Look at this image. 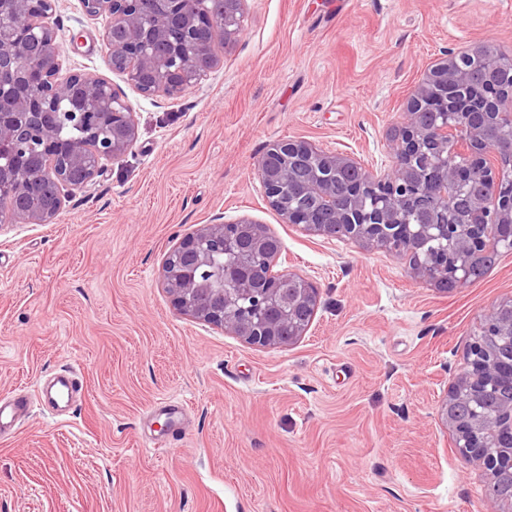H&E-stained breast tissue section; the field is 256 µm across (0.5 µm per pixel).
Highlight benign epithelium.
Listing matches in <instances>:
<instances>
[{"mask_svg": "<svg viewBox=\"0 0 512 512\" xmlns=\"http://www.w3.org/2000/svg\"><path fill=\"white\" fill-rule=\"evenodd\" d=\"M151 0H81L89 16H112L105 32L111 61L143 94L181 97L220 64L217 42L242 30L244 0L224 12L216 27L214 0H159L166 4L150 24ZM59 0H0L26 27L24 35L0 38V185L10 188L0 230L8 225L46 224L76 193L92 185L108 165L121 160L136 140L132 106L104 81L61 74L63 47L47 19ZM483 49L450 54L428 66L411 94L402 127L392 141L394 163L374 172L348 155L321 150L304 140H278L255 165L267 203L286 224L333 238L340 234L406 257L411 270L437 286L462 284L475 259L497 248L503 227L512 231V159L487 139L496 129L512 154V94L486 86L471 95L472 67L485 62ZM82 130L63 131L59 109ZM436 145L431 165L439 178L416 165L426 145ZM479 170L485 187L473 191ZM44 188L46 211L22 204ZM303 191L317 208L293 206ZM280 239L264 225L240 219L203 224L170 252L162 266L165 288L177 308L249 344L291 345L306 334L318 291L291 270L267 268L256 285L258 262ZM483 339L472 342L468 367L457 376L439 413L464 460L490 480L493 494L512 503V301L484 315Z\"/></svg>", "mask_w": 512, "mask_h": 512, "instance_id": "7a95c632", "label": "benign epithelium"}]
</instances>
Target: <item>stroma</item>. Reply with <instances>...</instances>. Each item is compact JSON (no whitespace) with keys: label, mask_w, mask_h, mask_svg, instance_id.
<instances>
[{"label":"stroma","mask_w":512,"mask_h":512,"mask_svg":"<svg viewBox=\"0 0 512 512\" xmlns=\"http://www.w3.org/2000/svg\"><path fill=\"white\" fill-rule=\"evenodd\" d=\"M220 65L179 99L113 71L107 19L60 0L63 66L104 80L133 146L50 224L0 233V398L31 415L0 439V512H512L453 446L438 409L487 310L512 299V253L445 291L382 250L283 223L254 175L301 139L392 166L430 62L512 56V0H245ZM266 225L319 293L305 336L257 347L182 314L166 256L215 217ZM86 393L58 410L63 367ZM188 409L177 446L162 401Z\"/></svg>","instance_id":"stroma-1"}]
</instances>
